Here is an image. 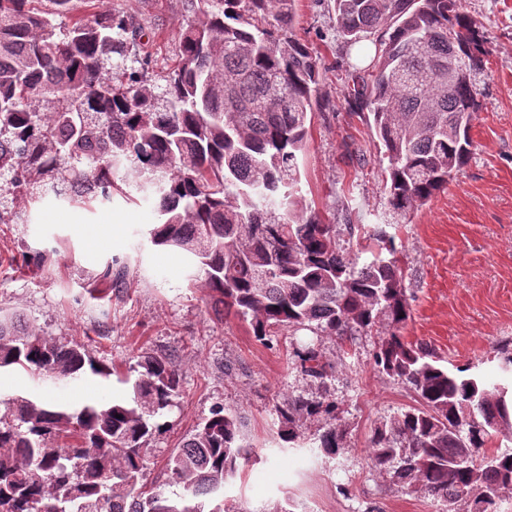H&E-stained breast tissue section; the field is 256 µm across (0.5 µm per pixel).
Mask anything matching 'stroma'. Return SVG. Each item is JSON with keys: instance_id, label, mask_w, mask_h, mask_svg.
<instances>
[{"instance_id": "obj_1", "label": "stroma", "mask_w": 512, "mask_h": 512, "mask_svg": "<svg viewBox=\"0 0 512 512\" xmlns=\"http://www.w3.org/2000/svg\"><path fill=\"white\" fill-rule=\"evenodd\" d=\"M112 2L140 23L154 70L172 67L179 34L197 15L199 0ZM463 6L481 23L489 47L471 122V158L405 223L387 226L402 245L412 292L403 336L430 345L445 366L469 363L493 380L497 348L512 349V0H464ZM295 10L293 36L309 47L320 74V101L300 159L301 192L326 223L365 231L387 224V164L364 114L344 100L348 73L363 63L337 33L333 0H296ZM76 218L112 225L114 232L88 248L72 224ZM155 220L152 202L117 196L91 211L47 204L27 223L0 224L1 313L21 316L42 336L82 345L124 373L144 350L175 360L181 394L167 416L169 431L152 442L157 454L149 484L166 482L169 453L220 403L241 417L255 452L225 491L227 512H271L286 499L297 512H443L442 502L393 485L372 462V429L415 403L405 386L373 369L372 338L340 347L301 331L258 341L247 321L215 314L187 255L144 239ZM34 251L46 252L47 261L24 264L23 253ZM116 258L131 269L120 288L102 278ZM306 343L338 362L330 390L340 405L345 452L333 459L313 448L281 450L277 436L276 402L317 390L291 364L294 346ZM19 391L68 407L132 394L118 378L91 374L40 385L24 378Z\"/></svg>"}]
</instances>
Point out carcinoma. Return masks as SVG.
<instances>
[{
    "label": "carcinoma",
    "instance_id": "obj_1",
    "mask_svg": "<svg viewBox=\"0 0 512 512\" xmlns=\"http://www.w3.org/2000/svg\"><path fill=\"white\" fill-rule=\"evenodd\" d=\"M0 0V186L28 211L47 202L90 208L133 188L152 201L156 247L188 252L214 310L249 322L259 341L302 330L343 346L375 337L374 368L411 390L417 405L390 415L370 438L374 466L421 490L446 512H498L512 489V382L492 386L468 364L450 370L432 348L409 342L410 294L395 237L378 226L361 249L340 243L301 193L319 69L292 37L295 0H200L179 39L178 61L148 76L149 53L123 10L93 7L57 31L72 0ZM344 43L375 38L365 72L345 99L368 111L388 161V209L404 218L443 191L468 162L483 31L462 0H334ZM272 17L275 31L255 21ZM105 276L126 283L113 260ZM320 396L291 393L275 406L280 439L326 457L344 450L335 366L321 350H293ZM32 379L108 378L112 365L79 345L47 339L0 315V371ZM132 397L61 408L18 395L0 416V512H226L224 488L250 452L238 415L222 405L167 461L166 485L146 490L181 375L167 355H137ZM121 418H116V415ZM322 426L308 438L304 419Z\"/></svg>",
    "mask_w": 512,
    "mask_h": 512
}]
</instances>
